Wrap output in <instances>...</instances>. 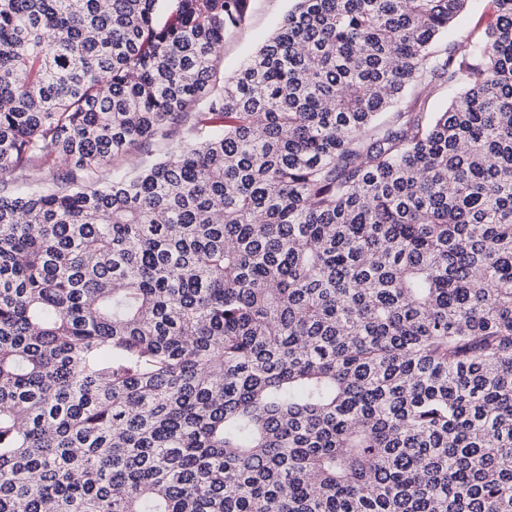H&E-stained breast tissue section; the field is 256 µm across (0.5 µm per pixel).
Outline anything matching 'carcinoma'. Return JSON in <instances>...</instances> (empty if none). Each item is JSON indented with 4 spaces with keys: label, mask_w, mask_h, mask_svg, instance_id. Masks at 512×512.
I'll return each instance as SVG.
<instances>
[{
    "label": "carcinoma",
    "mask_w": 512,
    "mask_h": 512,
    "mask_svg": "<svg viewBox=\"0 0 512 512\" xmlns=\"http://www.w3.org/2000/svg\"><path fill=\"white\" fill-rule=\"evenodd\" d=\"M0 0V512H512V0ZM457 90L442 112L405 104ZM154 142L157 156L124 157ZM292 6L291 0H252L245 27L224 40L220 64L228 75L253 54L279 26ZM495 19L492 0H468L466 8L448 30V37L438 44L439 49L455 48L458 52L467 45V36L479 32Z\"/></svg>",
    "instance_id": "1"
}]
</instances>
